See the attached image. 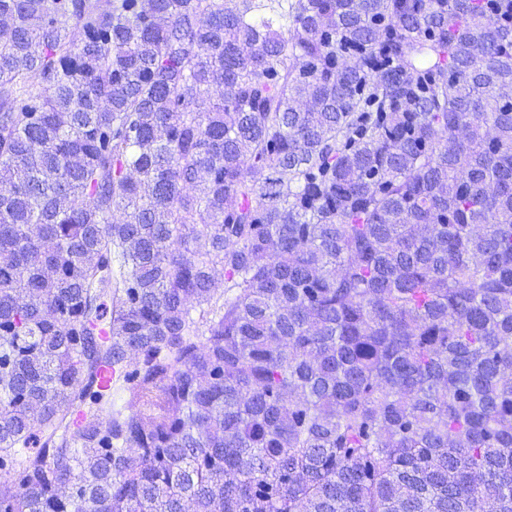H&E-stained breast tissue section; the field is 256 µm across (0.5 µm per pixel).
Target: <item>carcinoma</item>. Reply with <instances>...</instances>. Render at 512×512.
Returning a JSON list of instances; mask_svg holds the SVG:
<instances>
[{"mask_svg":"<svg viewBox=\"0 0 512 512\" xmlns=\"http://www.w3.org/2000/svg\"><path fill=\"white\" fill-rule=\"evenodd\" d=\"M510 103L492 0H0V512H512Z\"/></svg>","mask_w":512,"mask_h":512,"instance_id":"carcinoma-1","label":"carcinoma"}]
</instances>
